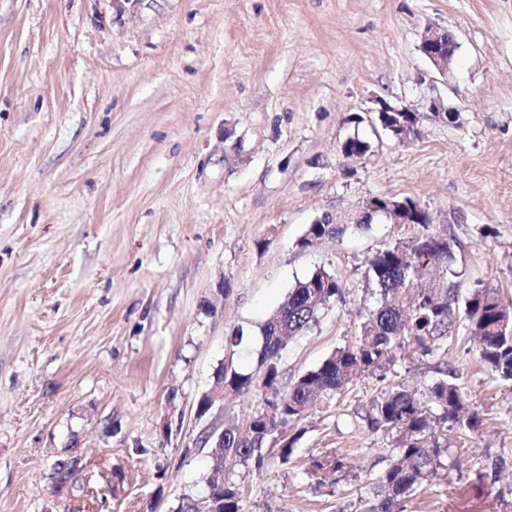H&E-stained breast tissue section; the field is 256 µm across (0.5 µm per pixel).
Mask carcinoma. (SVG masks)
I'll list each match as a JSON object with an SVG mask.
<instances>
[{
	"label": "carcinoma",
	"mask_w": 512,
	"mask_h": 512,
	"mask_svg": "<svg viewBox=\"0 0 512 512\" xmlns=\"http://www.w3.org/2000/svg\"><path fill=\"white\" fill-rule=\"evenodd\" d=\"M407 121L409 118L401 115L385 123L383 130L401 143L419 137L420 124L406 133L399 130V124ZM370 149L369 142L354 135L343 141L340 152L348 159L363 156ZM381 207L396 214L402 211L409 222L428 227L429 216L416 212L417 204L410 198L388 200ZM348 229L349 225L325 214L322 221L307 226L297 246L306 250L324 239L338 238ZM425 255L446 264L451 250L439 236L422 233L368 257L367 276L379 288L382 301L366 313L360 336L285 383L279 360L288 342L316 322L322 307L344 296L338 278L323 267L297 281L262 326L258 375L233 371L218 377L224 382V391L241 397L264 390L278 392L276 399L265 401L273 415H252L246 435L237 425L224 427V447L209 449V457L217 453L226 461H253L260 466L264 461L260 448L277 438L279 457L288 461L296 436L283 438L282 429L302 420L313 407L342 395L362 373L386 369L393 351L404 344L416 347L424 358H434L442 349V340L452 336L473 338L479 342L480 360L498 380L512 385V308L504 304L497 289L480 282L462 303L455 289L433 287L425 281ZM447 375L448 379L422 396L402 383L393 385L384 390L366 415L359 416L370 430L395 435L397 449L392 463L374 474L373 499L366 512H405L406 502L418 488L437 475L448 449L447 438L437 429L460 437L478 433L483 424L481 412L469 406L455 372L451 370ZM346 468V463L335 456L312 461L314 475ZM216 512H242L236 484L224 481V495L217 500Z\"/></svg>",
	"instance_id": "1"
}]
</instances>
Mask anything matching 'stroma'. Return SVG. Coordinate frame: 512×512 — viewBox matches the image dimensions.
Instances as JSON below:
<instances>
[{"label":"stroma","mask_w":512,"mask_h":512,"mask_svg":"<svg viewBox=\"0 0 512 512\" xmlns=\"http://www.w3.org/2000/svg\"><path fill=\"white\" fill-rule=\"evenodd\" d=\"M457 38L448 75L421 53L427 27ZM424 121L397 142L378 100ZM372 149L344 159L351 135ZM410 198L453 259L441 286L512 298V0H0V512H66L80 482L98 512H176L203 501L210 459L197 403L220 370H259L260 327L316 268L343 301L282 353L285 380L358 336L381 302L364 261L419 233L374 219L316 248L326 212ZM444 360L483 413L449 437L406 512H512V387L470 343ZM438 360L396 351L301 421L288 461L227 462L242 512H367L394 438L355 430L398 380L426 391ZM346 471L317 484L312 459ZM87 462L58 483L54 465ZM503 460L495 483L479 467Z\"/></svg>","instance_id":"obj_1"}]
</instances>
